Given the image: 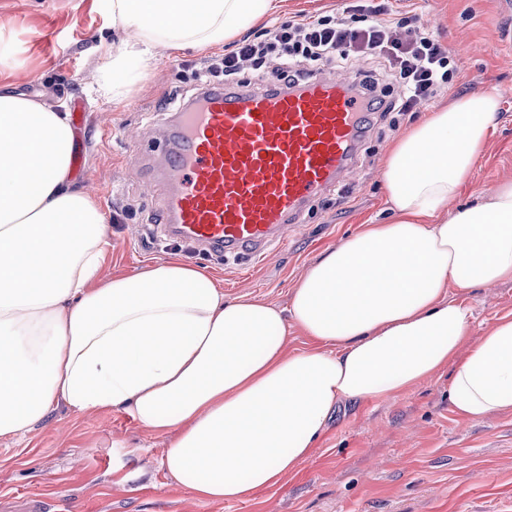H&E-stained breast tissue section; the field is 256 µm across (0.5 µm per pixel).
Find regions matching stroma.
Returning <instances> with one entry per match:
<instances>
[{
  "label": "stroma",
  "mask_w": 512,
  "mask_h": 512,
  "mask_svg": "<svg viewBox=\"0 0 512 512\" xmlns=\"http://www.w3.org/2000/svg\"><path fill=\"white\" fill-rule=\"evenodd\" d=\"M416 17L450 50L459 76L446 92L401 116L397 130L376 122L344 193L316 201L286 245L259 262L224 260L176 248L150 229L158 216L146 171L132 140L155 141L167 112L165 94L188 100L203 57L192 47L156 48L141 80L118 103L90 97L98 78L100 42L134 38L114 23L104 0H0V28L19 64L0 81L49 104H83L73 148L84 170L77 188L98 200L105 216L104 278L136 274L176 257L207 268L225 297L250 292L283 307L307 267L364 224L387 223L390 213L380 171L393 143L420 116L472 93L497 94L500 112L463 189L462 201L512 182V13L502 0H279L278 9L249 29L298 16L335 15L349 7ZM472 318L478 338L496 320L512 317V283L451 288ZM450 370L408 391L341 408L310 458L281 484L246 502H201L159 466L170 436L143 428L122 409L76 413L58 404L32 431L0 438V512H22L28 499L45 512H512V413L464 420L448 403Z\"/></svg>",
  "instance_id": "stroma-1"
}]
</instances>
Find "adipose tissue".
<instances>
[{
    "mask_svg": "<svg viewBox=\"0 0 512 512\" xmlns=\"http://www.w3.org/2000/svg\"><path fill=\"white\" fill-rule=\"evenodd\" d=\"M277 7L108 0L136 37L99 46L97 91L122 100L156 47H216ZM498 112L495 94H468L414 125L380 175L391 222L325 251L282 309L225 298L179 260L99 281L104 216L72 185L69 113L0 84V437L61 402L123 409L173 434L160 465L196 499L239 502L296 470L347 403L448 367L460 418L512 412V318L470 339L471 309L449 293L512 282V182L458 203ZM292 326L310 344L289 354Z\"/></svg>",
    "mask_w": 512,
    "mask_h": 512,
    "instance_id": "adipose-tissue-1",
    "label": "adipose tissue"
}]
</instances>
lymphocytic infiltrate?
Returning a JSON list of instances; mask_svg holds the SVG:
<instances>
[{
    "label": "lymphocytic infiltrate",
    "mask_w": 512,
    "mask_h": 512,
    "mask_svg": "<svg viewBox=\"0 0 512 512\" xmlns=\"http://www.w3.org/2000/svg\"><path fill=\"white\" fill-rule=\"evenodd\" d=\"M363 57L381 65L388 80L401 89L384 114H404L432 100L456 80L458 70L447 47L409 16L369 20L326 15L269 26L262 38L243 37L224 53L204 58L198 80L231 82L243 73L291 88L308 67L348 65Z\"/></svg>",
    "instance_id": "lymphocytic-infiltrate-1"
}]
</instances>
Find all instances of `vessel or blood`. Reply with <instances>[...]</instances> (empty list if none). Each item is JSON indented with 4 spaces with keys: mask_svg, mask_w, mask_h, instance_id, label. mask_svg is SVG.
Masks as SVG:
<instances>
[{
    "mask_svg": "<svg viewBox=\"0 0 512 512\" xmlns=\"http://www.w3.org/2000/svg\"><path fill=\"white\" fill-rule=\"evenodd\" d=\"M359 74L286 90L201 86L161 142L162 231L200 253L263 258L360 162L369 114Z\"/></svg>",
    "mask_w": 512,
    "mask_h": 512,
    "instance_id": "b4317fda",
    "label": "vessel or blood"
}]
</instances>
